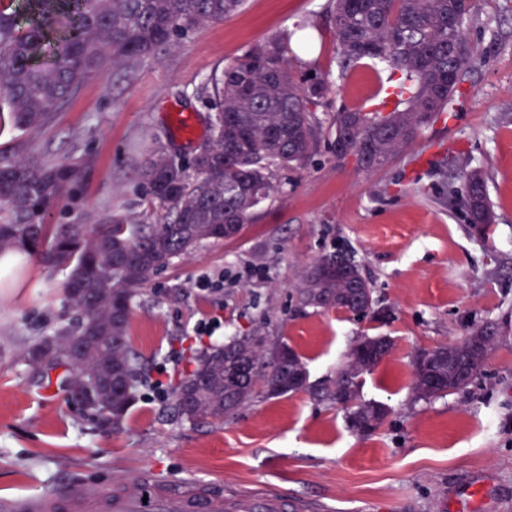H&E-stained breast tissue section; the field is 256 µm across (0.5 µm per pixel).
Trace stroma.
Wrapping results in <instances>:
<instances>
[{
  "instance_id": "stroma-1",
  "label": "stroma",
  "mask_w": 512,
  "mask_h": 512,
  "mask_svg": "<svg viewBox=\"0 0 512 512\" xmlns=\"http://www.w3.org/2000/svg\"><path fill=\"white\" fill-rule=\"evenodd\" d=\"M334 7L245 0L135 68L88 79L41 131L20 132L0 116V156L62 163L76 151L91 154L96 168L72 205L85 223L109 210L149 211L146 158L159 143L193 147L175 135L169 112L192 115L207 139L202 98L212 73L275 35L302 24L312 30L316 49L300 69L330 82L322 123L343 105L372 111L389 72L371 61L340 70ZM465 30L476 61L451 121L426 127L372 174L319 147L307 165L279 171L278 192L237 237L204 243L153 277L132 307L143 376L120 428L102 429L60 372L46 377L23 361L31 339L64 318V274L26 254L0 270V512L48 493L121 483L136 491L145 467L173 489L191 481L219 494L276 492L316 512H512V338L491 351L470 392L426 404L414 402L411 387L421 350L460 341L471 325L512 309V0H473ZM447 154L486 175L495 214L486 238L469 235L465 209L439 202L435 166ZM337 250L354 254L385 318L298 304L300 272ZM219 271L222 294L197 290L199 276ZM202 321L218 324L207 345L257 334L287 343L312 385L335 375L356 336L392 337L393 353L360 389L362 401L388 407L385 423L358 435L344 411L307 391L257 398L221 422L178 418L153 384L193 369L180 342Z\"/></svg>"
}]
</instances>
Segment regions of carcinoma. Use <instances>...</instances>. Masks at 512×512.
<instances>
[{
    "label": "carcinoma",
    "mask_w": 512,
    "mask_h": 512,
    "mask_svg": "<svg viewBox=\"0 0 512 512\" xmlns=\"http://www.w3.org/2000/svg\"><path fill=\"white\" fill-rule=\"evenodd\" d=\"M244 0H17L0 7V111L16 128L48 126L91 76L132 67L190 30L219 20ZM472 0H336L334 27L341 69L366 59L390 71L394 95L388 112L343 107L332 121L331 152L356 156L367 171L380 170L436 121L451 118V104L466 81L475 50L464 26ZM290 34L249 49L210 78L209 152L185 159L159 145L145 160L141 179L152 209L144 219L110 211L96 224L51 223L53 212L74 199L92 169L83 154L57 164L0 158V256L23 249L50 271H67L64 290L74 321L36 338L25 356L36 371L64 369L72 398L104 427L118 424L139 381V356L129 332L132 304L153 276L201 244L237 236L255 209L277 190L276 172L305 165L317 152L316 116L330 84L323 75L297 73L289 58ZM466 194L448 189L443 203H461L468 229L484 237L493 223L486 181L465 175ZM342 251L307 265L296 286L305 307L379 319L374 288L360 264ZM512 335V320L471 327L458 342L426 351L427 366L413 370L419 401L462 393L475 373L448 365L454 354L478 348L481 368L495 345ZM389 355V336L356 337L336 377L308 386L303 358L288 344L264 336H235L201 351L193 370L171 389L182 419L222 421L257 395L307 390L345 411L349 427L377 430L388 411L360 399L361 377ZM290 354L280 362L278 353ZM303 381L288 386L286 377Z\"/></svg>",
    "instance_id": "carcinoma-1"
}]
</instances>
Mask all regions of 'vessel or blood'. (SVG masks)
<instances>
[{"mask_svg": "<svg viewBox=\"0 0 512 512\" xmlns=\"http://www.w3.org/2000/svg\"><path fill=\"white\" fill-rule=\"evenodd\" d=\"M139 480L148 489L149 499L118 486L109 492L23 500L17 508L19 512H288L289 508L288 500L277 495L258 503L247 496L226 498L196 486L176 492L158 484L147 470L141 471Z\"/></svg>", "mask_w": 512, "mask_h": 512, "instance_id": "obj_1", "label": "vessel or blood"}]
</instances>
